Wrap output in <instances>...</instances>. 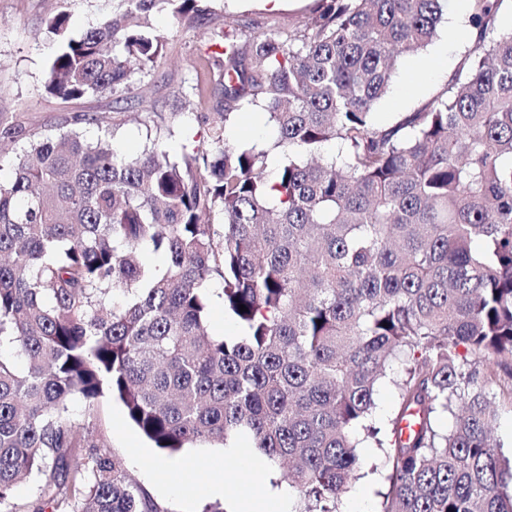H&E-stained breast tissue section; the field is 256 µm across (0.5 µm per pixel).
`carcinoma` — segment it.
Segmentation results:
<instances>
[{"label": "carcinoma", "instance_id": "cac0c4a2", "mask_svg": "<svg viewBox=\"0 0 512 512\" xmlns=\"http://www.w3.org/2000/svg\"><path fill=\"white\" fill-rule=\"evenodd\" d=\"M468 2L478 39L390 123L374 109L448 0H313L304 24L246 46L211 32L204 149L174 156L156 137L127 157L97 115L94 141L71 130L17 149L0 179V502L33 476L24 512H160L68 416L72 399L109 395L169 454L249 434L288 464L289 512H340L363 443L386 458L380 512H512L487 391L497 370L512 378V29H498L505 0ZM163 11L212 8L113 0L78 36L49 17L46 91L126 98L163 55ZM240 110L272 123L274 170L226 139ZM214 279L235 336L209 330ZM396 361L384 423L375 397Z\"/></svg>", "mask_w": 512, "mask_h": 512}]
</instances>
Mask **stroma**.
Returning <instances> with one entry per match:
<instances>
[{
	"mask_svg": "<svg viewBox=\"0 0 512 512\" xmlns=\"http://www.w3.org/2000/svg\"><path fill=\"white\" fill-rule=\"evenodd\" d=\"M311 5L312 0H212L213 12L202 22H177L167 13L156 14L154 25L166 38L164 55L143 90H132L123 109L109 96L64 101L45 90L49 63L56 51L55 43L45 34L47 16L68 14L70 29L78 34L111 12L112 0H0V116L13 122L27 139L74 129L94 140L100 130L85 118L96 114L119 123L114 145L134 156L153 127L150 113L176 112L180 115L178 131L168 145L171 153H181L203 145L208 137L206 126L196 115L211 111L213 97L204 92L180 100L176 94L179 87L208 83L201 58L208 50L211 30L226 23L247 35L265 31L270 22L297 27L306 21ZM467 15V0H453L438 37L402 60L388 94L376 106L384 121L416 111L443 89L469 45L464 35ZM225 134L231 142L263 148L270 147L274 137L264 115L255 110L237 112ZM69 417L72 423L85 427L90 443L107 448L121 460L162 512H204L208 507L226 512L224 497L201 490L211 475L224 470L222 443L192 449L199 467L178 475L177 481L186 491L176 495L153 479L155 466L165 461V454L128 421L120 402L105 398L89 410L74 401L69 405ZM358 454L363 476L343 495L341 507L343 512H379L381 494L387 486L386 466L378 449L362 448Z\"/></svg>",
	"mask_w": 512,
	"mask_h": 512,
	"instance_id": "stroma-1",
	"label": "stroma"
}]
</instances>
